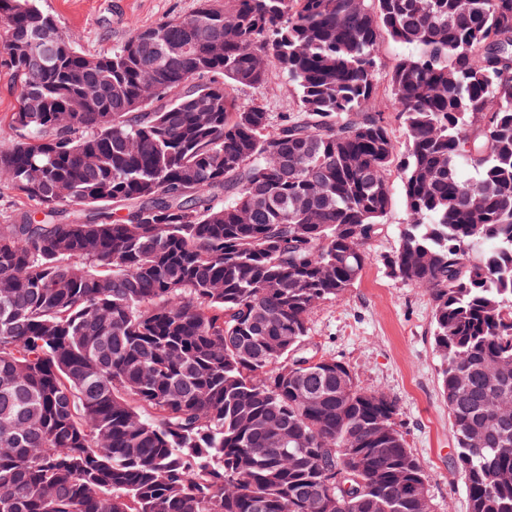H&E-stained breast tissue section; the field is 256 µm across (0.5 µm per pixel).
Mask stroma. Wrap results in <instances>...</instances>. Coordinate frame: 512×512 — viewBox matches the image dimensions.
<instances>
[{"instance_id":"stroma-1","label":"stroma","mask_w":512,"mask_h":512,"mask_svg":"<svg viewBox=\"0 0 512 512\" xmlns=\"http://www.w3.org/2000/svg\"><path fill=\"white\" fill-rule=\"evenodd\" d=\"M41 6L79 50L98 54L120 45L135 28L192 13L198 0H41ZM404 52L381 36L375 105L387 111L399 143L405 128L391 110L388 72ZM390 192L391 208L368 249L359 283L314 310L310 334L347 363L362 386L384 389L397 402L401 429L424 466L435 512H468L465 483L453 465L448 404L438 387L441 361L432 345L431 301L424 289L393 280L385 268L407 221L399 174L391 175Z\"/></svg>"}]
</instances>
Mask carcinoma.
I'll list each match as a JSON object with an SVG mask.
<instances>
[{"mask_svg":"<svg viewBox=\"0 0 512 512\" xmlns=\"http://www.w3.org/2000/svg\"><path fill=\"white\" fill-rule=\"evenodd\" d=\"M0 48V512H434L396 401L310 336L394 170L468 512H512V0H199L98 55L0 0ZM274 74L282 111L241 100ZM407 49L393 42L385 33L379 40L380 70L377 75V90L375 105L377 109L391 111V101L388 92V72L396 59L406 53ZM6 58V54L0 48V119L5 117L7 112H11L15 103V90Z\"/></svg>","mask_w":512,"mask_h":512,"instance_id":"cac0c4a2","label":"carcinoma"}]
</instances>
